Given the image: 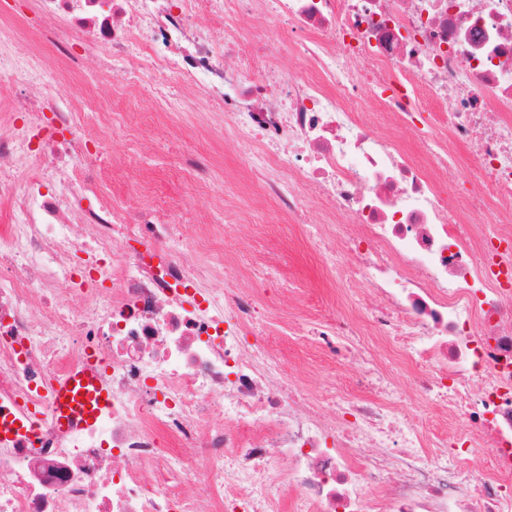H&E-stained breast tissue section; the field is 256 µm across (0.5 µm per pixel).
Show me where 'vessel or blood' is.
Instances as JSON below:
<instances>
[{"instance_id": "1", "label": "vessel or blood", "mask_w": 512, "mask_h": 512, "mask_svg": "<svg viewBox=\"0 0 512 512\" xmlns=\"http://www.w3.org/2000/svg\"><path fill=\"white\" fill-rule=\"evenodd\" d=\"M60 424L72 421L91 425L112 406V392L103 384L92 365L72 369L54 390Z\"/></svg>"}]
</instances>
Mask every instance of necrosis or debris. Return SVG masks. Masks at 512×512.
Instances as JSON below:
<instances>
[{
	"label": "necrosis or debris",
	"mask_w": 512,
	"mask_h": 512,
	"mask_svg": "<svg viewBox=\"0 0 512 512\" xmlns=\"http://www.w3.org/2000/svg\"><path fill=\"white\" fill-rule=\"evenodd\" d=\"M33 10L55 68L16 53L19 21L0 16V512H512V227L467 221L512 215V0ZM73 36L125 59L158 104L153 129H176L173 86L186 132L230 129L252 195L296 225L277 253L225 256L206 225L153 204L132 215L102 191L96 158L143 131L114 103L86 113L55 91L80 75ZM459 147L473 150L467 183ZM179 162L187 196H223L213 156ZM336 222L361 233L331 241ZM301 251L343 300L312 330L343 367L316 398L281 353L246 341L288 289L278 253ZM91 351L112 408L58 427L51 387ZM411 385L439 426L408 418Z\"/></svg>",
	"instance_id": "4bbe7bcc"
}]
</instances>
